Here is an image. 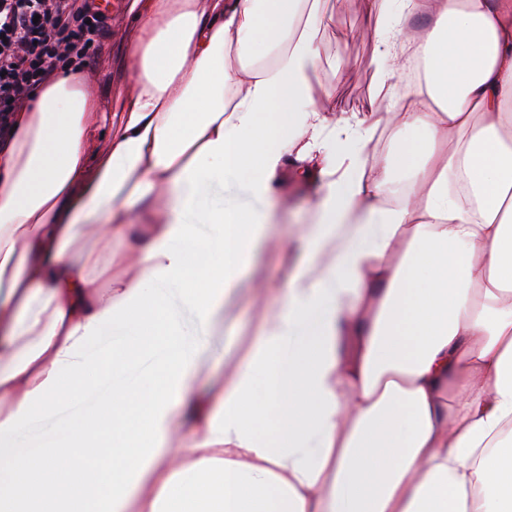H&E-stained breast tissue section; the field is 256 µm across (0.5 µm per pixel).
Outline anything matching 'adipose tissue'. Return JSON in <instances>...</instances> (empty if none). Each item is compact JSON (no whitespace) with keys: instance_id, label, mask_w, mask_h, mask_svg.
I'll list each match as a JSON object with an SVG mask.
<instances>
[{"instance_id":"adipose-tissue-1","label":"adipose tissue","mask_w":512,"mask_h":512,"mask_svg":"<svg viewBox=\"0 0 512 512\" xmlns=\"http://www.w3.org/2000/svg\"><path fill=\"white\" fill-rule=\"evenodd\" d=\"M316 8L129 0L130 91L71 68L16 114L0 512H512V0H362L382 118L420 135L370 154L369 116L313 102ZM284 176L321 183L277 242L304 253L201 397ZM230 178L252 205L218 199Z\"/></svg>"}]
</instances>
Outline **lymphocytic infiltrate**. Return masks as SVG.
I'll use <instances>...</instances> for the list:
<instances>
[{"label":"lymphocytic infiltrate","instance_id":"1","mask_svg":"<svg viewBox=\"0 0 512 512\" xmlns=\"http://www.w3.org/2000/svg\"><path fill=\"white\" fill-rule=\"evenodd\" d=\"M112 28L94 0H0V149L56 70L88 64Z\"/></svg>","mask_w":512,"mask_h":512}]
</instances>
